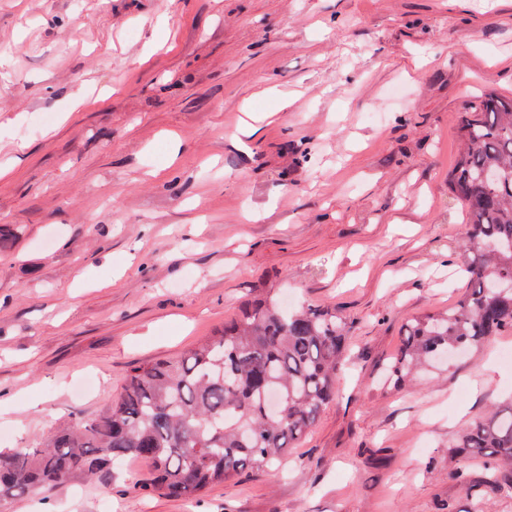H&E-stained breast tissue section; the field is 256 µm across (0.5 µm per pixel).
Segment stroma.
Masks as SVG:
<instances>
[{"label":"stroma","instance_id":"obj_1","mask_svg":"<svg viewBox=\"0 0 512 512\" xmlns=\"http://www.w3.org/2000/svg\"><path fill=\"white\" fill-rule=\"evenodd\" d=\"M512 99V0H0V448L100 414L259 299L336 311V399L270 470L175 499L148 468L0 512H512L448 477L512 407L489 337L394 385L464 297L457 115ZM379 120H372V113Z\"/></svg>","mask_w":512,"mask_h":512}]
</instances>
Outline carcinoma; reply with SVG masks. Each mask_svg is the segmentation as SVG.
<instances>
[{
  "label": "carcinoma",
  "mask_w": 512,
  "mask_h": 512,
  "mask_svg": "<svg viewBox=\"0 0 512 512\" xmlns=\"http://www.w3.org/2000/svg\"><path fill=\"white\" fill-rule=\"evenodd\" d=\"M463 150L449 175L469 233L462 272L470 291L455 307L407 324L388 367L415 369L480 346L512 328V99L486 95L457 117ZM345 325L328 308L259 302L175 359L132 365L101 414L38 442L0 450V501L146 463L138 488L171 498L205 494L288 456L336 396ZM448 477L467 484L470 462L489 484L512 486V411L491 412L453 444Z\"/></svg>",
  "instance_id": "carcinoma-1"
}]
</instances>
